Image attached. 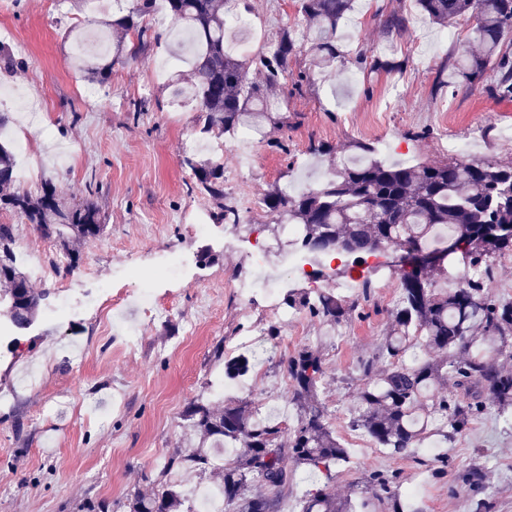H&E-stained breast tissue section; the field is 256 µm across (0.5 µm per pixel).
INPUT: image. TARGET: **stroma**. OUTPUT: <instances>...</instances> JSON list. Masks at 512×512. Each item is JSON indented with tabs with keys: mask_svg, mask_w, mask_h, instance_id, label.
I'll return each mask as SVG.
<instances>
[{
	"mask_svg": "<svg viewBox=\"0 0 512 512\" xmlns=\"http://www.w3.org/2000/svg\"><path fill=\"white\" fill-rule=\"evenodd\" d=\"M114 8L113 0H0V44L19 62L0 72V113L11 119L0 135L25 140L36 172L29 191L49 179L60 196L93 197L107 224L103 235L81 243L70 271L54 238L23 218L0 214V224L13 225L18 248L44 250L49 266L31 280L47 295L35 323L17 337L0 338V393L13 395L0 402V512H127L128 494L151 490L168 458L192 448L196 438L182 419L185 409L197 399L216 402L225 358L250 354L251 339L270 349L232 395L265 406L270 419L276 399L289 391L284 359L302 346H322V397L350 459L332 482L337 497L368 501L370 512H392L389 499L370 493L373 475L381 474L400 488L417 485L423 512H468L470 491L459 474L478 466L491 512H512V426L493 415L478 418L454 441L431 437L427 452L393 456L356 444L348 406L357 366L390 328L396 274L362 262L358 270L372 286L364 297L348 289L356 308L349 322L335 327L305 311L296 323L280 321L263 295L244 300L234 289L252 273L249 240L267 242L274 261L288 248L280 225L254 203L290 181L330 172L331 155L310 154V146L349 155L358 142L381 149L393 143L413 160L445 162L444 142L468 139L481 123L485 133L473 158L512 165V143L498 132L512 125V101L496 99L486 80L437 85L457 46L435 43L439 27L416 0H355L337 29L343 55L335 70L298 91L294 84L306 62L293 63L290 86L277 94L280 107L264 135L246 144L227 140L224 191L241 221L211 224L203 235L195 232V219L215 204L188 191L181 160L188 152L212 157L213 144L199 134L190 104L172 97L170 73L160 70L173 39L114 68L107 86L91 87L72 67L74 38L111 19ZM393 8L410 18L397 39L379 25L380 14ZM237 10L252 17L255 39L266 43L282 28L301 33L306 27L295 0H239ZM361 54L378 68L356 67ZM20 95L39 103L43 126L23 129L15 105ZM143 98L147 111H136ZM91 182L100 186L93 196ZM177 253L186 259L183 278H160ZM146 284L158 306L149 320L137 314L110 319L99 306L62 324L49 318L61 291L103 286L115 295ZM132 323L141 335L131 348L123 332Z\"/></svg>",
	"mask_w": 512,
	"mask_h": 512,
	"instance_id": "stroma-1",
	"label": "stroma"
}]
</instances>
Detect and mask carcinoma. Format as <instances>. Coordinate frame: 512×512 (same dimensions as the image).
Listing matches in <instances>:
<instances>
[{"instance_id":"obj_1","label":"carcinoma","mask_w":512,"mask_h":512,"mask_svg":"<svg viewBox=\"0 0 512 512\" xmlns=\"http://www.w3.org/2000/svg\"><path fill=\"white\" fill-rule=\"evenodd\" d=\"M307 22L306 39L284 28L268 51L249 55L226 47V0H130L118 4L119 16L107 27L124 35L113 45L111 58H79L78 69L104 85L112 66L136 60L161 41L147 19L163 7L171 20L189 33L188 78L173 81L178 96L188 95L198 112L200 131L217 138L234 136L245 127L262 131L270 119L267 103L284 85L293 61L310 57L299 81L333 67L341 52L336 44L339 23L353 10L354 0H296ZM421 11L441 26L472 20L471 41L457 49L454 63L441 81L456 87L495 73L494 97L512 101V0H417ZM389 37H401L408 19L398 11L381 16ZM359 160L340 161L336 172L315 187L287 196L265 195L262 206L276 222L300 226L301 245L315 255L346 254L358 258L384 248L403 253L398 270L400 296L392 313L391 333L374 355L361 362L359 386L350 408L349 426L393 456L425 443L433 427L448 440L464 434L471 422L493 414L512 424V300L497 298L488 283L493 256H512V238H493L486 255L433 247L436 230L448 229V240L459 244L481 234L491 224L512 225V165L486 159L452 160L445 164L388 163L375 146L358 142ZM193 188L215 200L214 220L237 224L240 214L224 193V162L215 157L199 161L186 156ZM0 212L20 216L48 235L73 268V245L101 236L106 225L91 199L71 203L46 179L33 195L18 187L13 149L0 141ZM13 226L0 224V314L19 332L36 320L43 294L30 287V278L17 258ZM460 263L456 288L434 285L438 275ZM284 304L307 310L322 321L340 325L353 312V303L333 291L315 294L290 291ZM251 358L224 360V376L245 375ZM293 423L261 422L246 400H226L223 406L195 402L184 421L200 439L186 455H174L149 491L127 498L128 512H194L178 481L168 473L184 465L218 482L224 512H276L294 472L303 467L323 475L327 484L302 498L298 512H360L348 499H339L330 482L348 462L347 448L336 437L330 410L321 398L325 359L318 346H303L285 360ZM232 443L235 458L220 461L216 448ZM464 481L472 492L471 512H489L483 497L482 471L471 468ZM376 496L386 494L393 512L408 509L409 499L388 481L372 478Z\"/></svg>"}]
</instances>
